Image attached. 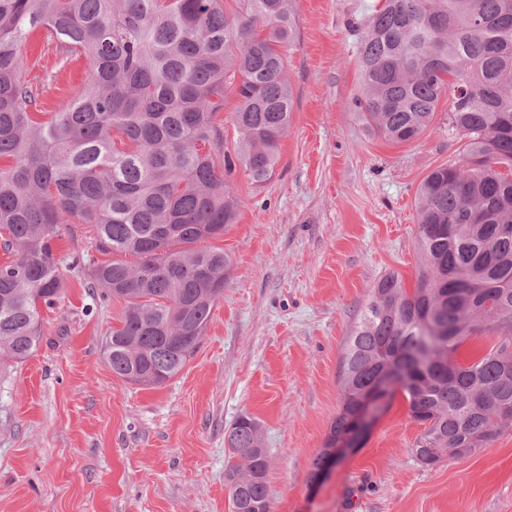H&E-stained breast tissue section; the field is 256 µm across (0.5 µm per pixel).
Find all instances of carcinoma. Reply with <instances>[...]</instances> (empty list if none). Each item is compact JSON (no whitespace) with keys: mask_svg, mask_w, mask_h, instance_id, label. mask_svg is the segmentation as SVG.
<instances>
[{"mask_svg":"<svg viewBox=\"0 0 512 512\" xmlns=\"http://www.w3.org/2000/svg\"><path fill=\"white\" fill-rule=\"evenodd\" d=\"M0 0V354L28 358L41 308L66 288L54 242L72 224L102 252L92 295L126 307L104 352L112 373L160 386L195 353L230 277V258L200 243L224 236L241 205L233 174L257 186L278 165L293 88L294 0ZM43 28L87 79L66 108L36 115L23 44ZM366 125L396 143L431 125L448 97V129L467 165L438 167L416 197V287L389 271L371 289L341 359V405L310 480L336 465L377 383L397 388L423 430L422 464L474 454L512 431V0H385L359 46ZM238 96L233 151L214 124ZM498 341L467 363L478 335ZM226 477L233 512H270L260 424L235 421Z\"/></svg>","mask_w":512,"mask_h":512,"instance_id":"carcinoma-1","label":"carcinoma"}]
</instances>
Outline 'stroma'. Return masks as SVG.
<instances>
[{"instance_id": "35a3bbf8", "label": "stroma", "mask_w": 512, "mask_h": 512, "mask_svg": "<svg viewBox=\"0 0 512 512\" xmlns=\"http://www.w3.org/2000/svg\"><path fill=\"white\" fill-rule=\"evenodd\" d=\"M383 0H296L288 53L291 124L274 178L234 175V224L213 239L232 264L200 346L183 370L147 387L116 377L103 353L123 302L93 297L88 270L111 261L89 226L55 241L78 256L43 309V338L0 357V512H230L227 435L260 424L271 512H512V432L469 457L428 467L422 430L395 393L357 448L310 484L340 407V359L370 290L386 272L415 288V206L422 180L458 161L448 104L418 139L393 143L353 110L363 24ZM41 111L60 110L87 62L61 61L42 30L23 47Z\"/></svg>"}]
</instances>
